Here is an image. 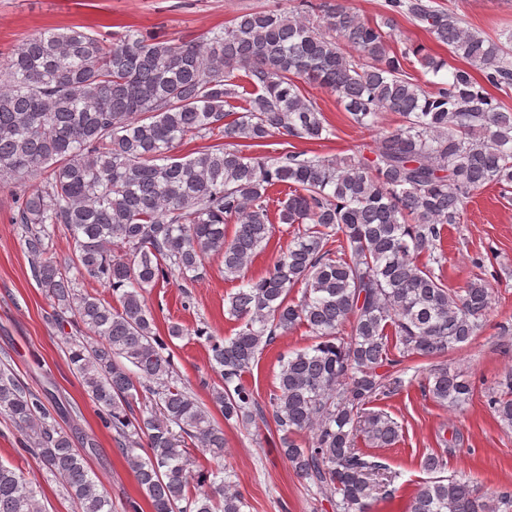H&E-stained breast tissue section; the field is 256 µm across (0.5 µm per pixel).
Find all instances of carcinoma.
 Segmentation results:
<instances>
[{
  "label": "carcinoma",
  "instance_id": "obj_1",
  "mask_svg": "<svg viewBox=\"0 0 512 512\" xmlns=\"http://www.w3.org/2000/svg\"><path fill=\"white\" fill-rule=\"evenodd\" d=\"M398 16L448 56L399 46ZM411 55L435 80L422 84L408 71ZM304 83L336 95L364 129L384 111L402 124L352 160L298 151V141L334 134ZM491 88H512V33L484 37L431 0H385L372 20L342 0H298L239 14L200 40L74 27L39 32L14 50L0 69V182L43 177L23 194L15 223L52 300L50 320L61 325L71 314L85 331L67 341L68 358L151 512L248 507L223 466L193 468L194 450L224 460V429L174 384L169 343L188 330L174 324L157 335L145 300L163 282L194 283L210 254L224 259V279L242 280L226 308L239 322L235 336L193 331L206 337L222 379L211 401L224 423L247 427L271 415L290 467L336 512H372L392 498L395 476L356 439L388 448L398 424L369 405L403 386L413 358L430 362L424 389L440 405L460 407L472 393L448 370V354L477 336L489 284L476 276L456 291L422 257L441 245L446 225L461 223L473 194L489 184L512 190V112ZM212 137L223 143L174 154ZM273 137L281 148L263 153ZM277 188L288 190L277 220L292 240L265 276L247 280L245 268L273 235ZM61 226L78 266L116 302L78 290L68 267L45 257ZM298 325L314 343L279 360L265 409L242 375ZM51 402L0 368V414L26 435L75 512H114L58 427L66 407ZM487 402L512 427V374ZM422 467L430 478L409 512H512L511 492L488 496L446 475L444 456L430 454ZM0 512H41L33 482L2 464Z\"/></svg>",
  "mask_w": 512,
  "mask_h": 512
}]
</instances>
